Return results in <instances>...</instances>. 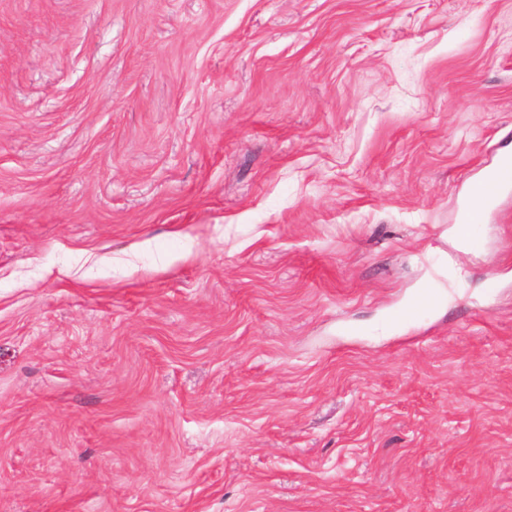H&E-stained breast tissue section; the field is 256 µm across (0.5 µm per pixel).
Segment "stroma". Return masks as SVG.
<instances>
[{"instance_id": "35a3bbf8", "label": "stroma", "mask_w": 512, "mask_h": 512, "mask_svg": "<svg viewBox=\"0 0 512 512\" xmlns=\"http://www.w3.org/2000/svg\"><path fill=\"white\" fill-rule=\"evenodd\" d=\"M507 150L512 0H0V512H512Z\"/></svg>"}]
</instances>
